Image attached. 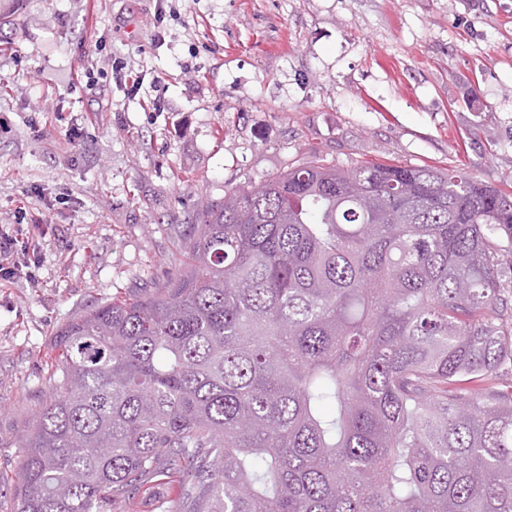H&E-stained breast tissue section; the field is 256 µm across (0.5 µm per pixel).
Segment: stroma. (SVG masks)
<instances>
[{"label":"stroma","instance_id":"1","mask_svg":"<svg viewBox=\"0 0 512 512\" xmlns=\"http://www.w3.org/2000/svg\"><path fill=\"white\" fill-rule=\"evenodd\" d=\"M156 5L24 0L0 27V228L38 249L35 282L0 280V512L57 331L167 280L225 189L316 155L512 191V0H168L158 42Z\"/></svg>","mask_w":512,"mask_h":512}]
</instances>
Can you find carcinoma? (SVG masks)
Instances as JSON below:
<instances>
[{"instance_id": "1", "label": "carcinoma", "mask_w": 512, "mask_h": 512, "mask_svg": "<svg viewBox=\"0 0 512 512\" xmlns=\"http://www.w3.org/2000/svg\"><path fill=\"white\" fill-rule=\"evenodd\" d=\"M161 285L71 320L13 512H512V193L312 160L232 187Z\"/></svg>"}]
</instances>
